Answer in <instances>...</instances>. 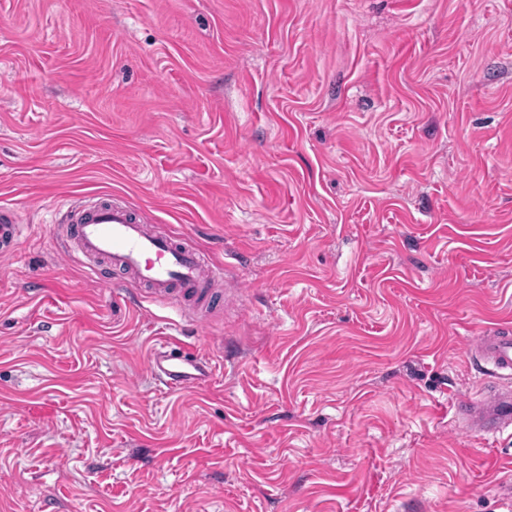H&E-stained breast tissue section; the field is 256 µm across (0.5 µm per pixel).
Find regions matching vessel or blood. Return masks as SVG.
Instances as JSON below:
<instances>
[{"mask_svg":"<svg viewBox=\"0 0 512 512\" xmlns=\"http://www.w3.org/2000/svg\"><path fill=\"white\" fill-rule=\"evenodd\" d=\"M23 226L16 210L0 202V257L13 256ZM69 246L87 258L105 262L146 285L152 300L182 306L189 297L208 295L211 282L225 278L228 266L210 262L182 239L154 232L126 205L112 201L70 205L65 218ZM471 355L498 376L497 384L457 401L462 428L480 436L512 429V331L492 328L476 338ZM148 366L160 387L179 391L205 382L210 361L185 346L166 342L152 349Z\"/></svg>","mask_w":512,"mask_h":512,"instance_id":"1","label":"vessel or blood"}]
</instances>
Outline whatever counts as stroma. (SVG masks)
Here are the masks:
<instances>
[{
  "instance_id": "stroma-1",
  "label": "stroma",
  "mask_w": 512,
  "mask_h": 512,
  "mask_svg": "<svg viewBox=\"0 0 512 512\" xmlns=\"http://www.w3.org/2000/svg\"><path fill=\"white\" fill-rule=\"evenodd\" d=\"M113 194L235 303L61 253ZM1 199L0 512H512L454 418L512 328V0H0ZM16 210L9 203L0 202V257L13 256L21 238L23 226ZM148 366L159 386L168 391H180L212 376L210 361L197 350L187 352L179 343L166 342L153 348Z\"/></svg>"
}]
</instances>
